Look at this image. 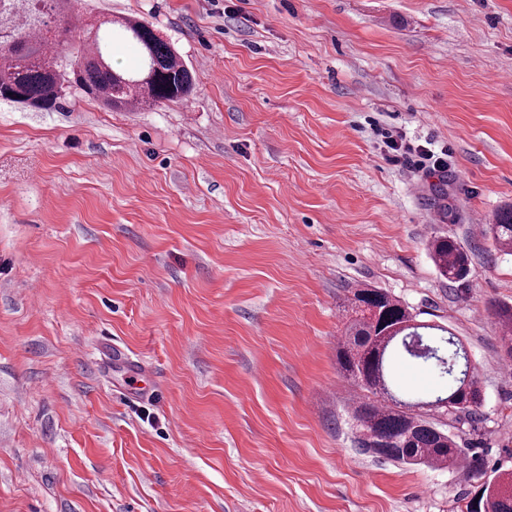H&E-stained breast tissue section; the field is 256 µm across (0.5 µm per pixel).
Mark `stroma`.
I'll list each match as a JSON object with an SVG mask.
<instances>
[{"label": "stroma", "mask_w": 512, "mask_h": 512, "mask_svg": "<svg viewBox=\"0 0 512 512\" xmlns=\"http://www.w3.org/2000/svg\"><path fill=\"white\" fill-rule=\"evenodd\" d=\"M101 14L149 23L194 89L0 100V512H455L512 470V253L473 227L512 204V0L69 2ZM387 131L448 147L447 173L388 160ZM357 288L465 342L484 474L357 448L336 364ZM429 255L440 276L448 281H461L469 275V258L459 243L449 237L430 241ZM499 327L502 331L504 356L512 360V306H500L496 311Z\"/></svg>", "instance_id": "stroma-1"}]
</instances>
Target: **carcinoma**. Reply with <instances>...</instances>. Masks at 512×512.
<instances>
[{
	"label": "carcinoma",
	"instance_id": "obj_1",
	"mask_svg": "<svg viewBox=\"0 0 512 512\" xmlns=\"http://www.w3.org/2000/svg\"><path fill=\"white\" fill-rule=\"evenodd\" d=\"M64 0H0V20L20 41L0 40V99L51 111L74 86L111 109L150 108L177 102L193 90L190 70L175 50L146 22L108 18L83 30L64 18ZM120 40L137 51L129 71L112 68L110 47ZM482 232L503 249H512V208L501 210ZM429 255L440 276L450 282L469 275V258L449 237L430 241ZM356 318L336 347L345 377L366 392L352 407L356 445L365 452L405 465L449 468L461 463L476 473L480 465L466 456L452 429L475 428L484 396L477 378H468L466 347L449 330L416 323L417 315L378 288H360L349 299ZM504 356L512 360V306L496 311ZM422 338L435 355L409 349ZM434 362L443 387L424 396L397 384L396 366L406 360ZM448 401L452 410L443 407ZM460 512H512V472L480 485Z\"/></svg>",
	"mask_w": 512,
	"mask_h": 512
}]
</instances>
